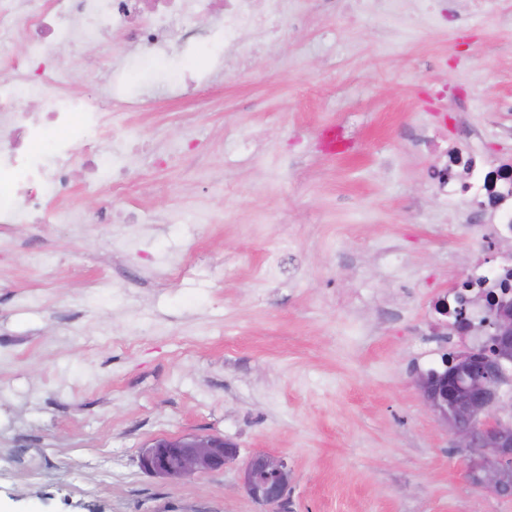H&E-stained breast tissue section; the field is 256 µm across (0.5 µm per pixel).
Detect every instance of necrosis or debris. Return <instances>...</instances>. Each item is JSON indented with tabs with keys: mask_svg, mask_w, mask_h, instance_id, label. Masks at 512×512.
Masks as SVG:
<instances>
[{
	"mask_svg": "<svg viewBox=\"0 0 512 512\" xmlns=\"http://www.w3.org/2000/svg\"><path fill=\"white\" fill-rule=\"evenodd\" d=\"M225 45L240 34L281 19L278 0H207ZM188 0H0V35L26 40L29 54L0 52V223L18 217L35 219L46 213L51 192L69 187L71 161L82 154L88 172L113 195L124 191L113 177L111 151L85 139L87 128L103 123L94 99L67 95L64 76L52 63L57 48L91 41L105 31L124 30L128 43L157 52L167 51L172 35L182 25ZM39 103L38 119L17 126L13 116L25 99ZM82 123H75V115ZM448 176L438 179L443 198L469 199L480 206L498 239H512V175H500L496 163L478 161L470 143L449 148ZM512 298V256L494 264L477 262L466 287L453 294L455 306L472 308L485 319L486 297Z\"/></svg>",
	"mask_w": 512,
	"mask_h": 512,
	"instance_id": "1",
	"label": "necrosis or debris"
}]
</instances>
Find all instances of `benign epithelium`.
<instances>
[{
  "label": "benign epithelium",
  "mask_w": 512,
  "mask_h": 512,
  "mask_svg": "<svg viewBox=\"0 0 512 512\" xmlns=\"http://www.w3.org/2000/svg\"><path fill=\"white\" fill-rule=\"evenodd\" d=\"M491 318L481 330L494 353L469 349L444 360L445 371L415 379L425 406L445 426L451 447L466 457L484 449L493 463L467 464L466 476L476 487L500 497L512 496V480L499 473L500 461L512 460V304L488 302ZM453 327L468 336L474 325L463 310L454 312ZM238 457L235 444L214 434L159 437L139 455L140 468L151 475L179 479L198 471H223ZM242 484L259 505L285 512L291 469L279 456L253 454L241 470Z\"/></svg>",
  "instance_id": "benign-epithelium-1"
}]
</instances>
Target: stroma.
I'll return each mask as SVG.
<instances>
[{
    "label": "stroma",
    "instance_id": "35a3bbf8",
    "mask_svg": "<svg viewBox=\"0 0 512 512\" xmlns=\"http://www.w3.org/2000/svg\"><path fill=\"white\" fill-rule=\"evenodd\" d=\"M236 54L204 0L172 54L62 49L68 94L142 150L120 203L76 168L43 223L0 224V512H257L238 467L145 473L152 439L284 456L288 512H512L475 489L417 374L436 300L496 257L431 172L468 128L512 159V0H286ZM179 96L168 95L175 80Z\"/></svg>",
    "mask_w": 512,
    "mask_h": 512
}]
</instances>
